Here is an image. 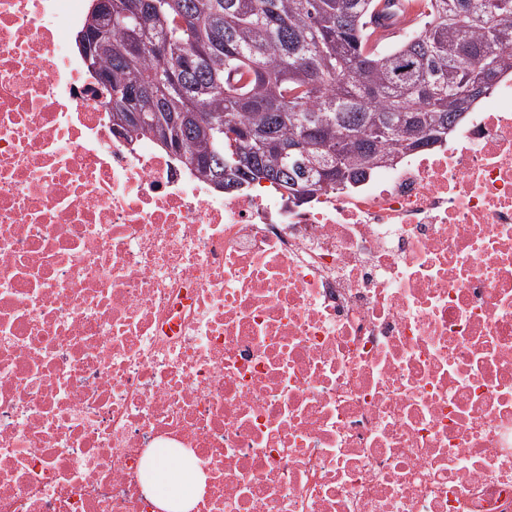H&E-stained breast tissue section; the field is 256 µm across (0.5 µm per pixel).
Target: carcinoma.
Masks as SVG:
<instances>
[{
  "instance_id": "cac0c4a2",
  "label": "carcinoma",
  "mask_w": 512,
  "mask_h": 512,
  "mask_svg": "<svg viewBox=\"0 0 512 512\" xmlns=\"http://www.w3.org/2000/svg\"><path fill=\"white\" fill-rule=\"evenodd\" d=\"M418 2L422 21L391 45L373 39L379 0H112L123 24L94 48V75L127 111L158 113L203 180L312 199L431 147L512 74V0Z\"/></svg>"
}]
</instances>
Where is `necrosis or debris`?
Segmentation results:
<instances>
[{
    "label": "necrosis or debris",
    "instance_id": "1",
    "mask_svg": "<svg viewBox=\"0 0 512 512\" xmlns=\"http://www.w3.org/2000/svg\"><path fill=\"white\" fill-rule=\"evenodd\" d=\"M87 12L0 0V512H512V77L298 209L118 137ZM154 486L161 508L189 512L199 477L188 464L161 456L155 470Z\"/></svg>",
    "mask_w": 512,
    "mask_h": 512
}]
</instances>
